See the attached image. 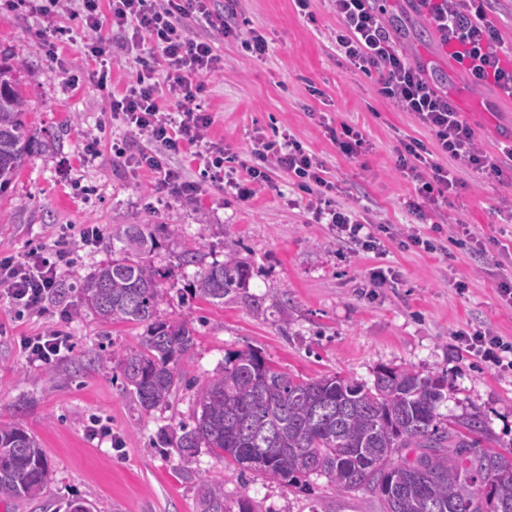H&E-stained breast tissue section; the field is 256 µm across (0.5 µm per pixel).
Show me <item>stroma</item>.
Wrapping results in <instances>:
<instances>
[{"label":"stroma","mask_w":512,"mask_h":512,"mask_svg":"<svg viewBox=\"0 0 512 512\" xmlns=\"http://www.w3.org/2000/svg\"><path fill=\"white\" fill-rule=\"evenodd\" d=\"M399 50L425 67L426 77L447 91L491 161L498 143L512 137V100L477 87L442 50L428 22L408 0H375ZM242 29L268 42L262 59L242 39L217 38L223 71L206 78L198 102L212 113L213 139L237 161L249 160L254 138L294 135L339 184L338 201L375 225L404 229L414 217L405 203L415 184L398 168L402 139L430 141L414 118L378 92L376 75L355 69L337 54L336 16L328 0H311L301 13L293 0H235ZM66 31L54 56L40 49L42 23L34 9H0V53L24 55L36 78L22 81L31 105L26 115L44 148L33 152L0 196V258L21 257L59 241L74 246L62 276V292L42 313H22L0 298V423L18 424L46 451L50 476L33 500L1 502L0 512H65L79 498L93 512H196L201 478L223 482L229 512L249 500L253 512H382L368 490L337 492L325 477L293 485L257 472L238 475L208 449L183 462L161 436H175L190 421L196 387L234 354L252 349L277 368L305 378L339 375L372 383L382 365L443 377L441 422L466 414L486 421L481 447L512 456V369H500L466 351L456 333L478 329L512 341V304L497 284L512 269V254L489 247L479 254L460 243L456 227L474 224L484 237L512 241V223L501 214L512 200V182L464 168L459 184L438 206L443 216L439 251L384 239L380 253H356L336 244L327 224L317 223L287 172L272 170L268 185L247 201L204 187L185 202L153 191L152 176L131 173L112 155V141L126 137L112 116L108 92L124 93L134 75L132 47L112 54V85L102 91L82 60L87 39L79 19L63 16ZM356 127L367 141L359 156L342 154L328 134L340 124ZM101 139L100 154L84 153L87 134ZM99 225L96 246L82 248L83 229ZM120 224H176V246L157 248L154 264L165 271L162 318L187 321L194 349L180 368L191 384L167 404L144 409L119 368L102 370L98 358L137 349L143 326L105 324L83 306L79 283L111 260L109 240ZM233 246L253 268L249 293L266 298L264 316L244 305L216 307L199 299L194 267H178L172 248H196L223 260ZM393 278L371 287L375 268ZM466 282L458 292L457 282ZM60 328L73 349L50 365L28 363L21 341Z\"/></svg>","instance_id":"obj_1"}]
</instances>
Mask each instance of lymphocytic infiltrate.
I'll use <instances>...</instances> for the list:
<instances>
[{
  "label": "lymphocytic infiltrate",
  "instance_id": "obj_1",
  "mask_svg": "<svg viewBox=\"0 0 512 512\" xmlns=\"http://www.w3.org/2000/svg\"><path fill=\"white\" fill-rule=\"evenodd\" d=\"M212 0H40L37 10L47 22L45 38L58 29L57 16L74 13L81 17L91 41L86 64L105 56L113 35L129 38L142 53L139 70L126 93L110 103L114 115L126 128L145 137L146 146L129 150L114 145L116 157L131 171L154 174L157 192L168 197L192 201L204 184L247 200L268 180L267 167L291 174L299 190L308 194V208L317 223H328L337 241L350 243L364 252L379 251L382 243L368 222L352 210L340 207L334 194L336 183L328 180L325 169L293 135L281 141L254 138L251 159L240 170H228L222 143L212 141L208 130L213 123L196 99L204 90L205 77L222 70L224 62L214 51L210 37L191 34L193 21L205 20L222 36L234 30L222 15L214 13ZM336 15V49L364 73L379 76L381 94L394 100L403 111L412 113L431 136V143L417 138L403 140L399 165L417 183V196L407 209L420 223L439 230L426 203L453 192L458 184L456 172L466 166L477 172L503 176V168L490 161L477 146L474 130L465 122L447 92L439 90L425 76L421 65L412 63L392 44L390 32L374 11L370 0H330ZM438 36L442 47L470 76L473 84L494 86L501 95L512 97V59L502 51L499 30L486 20L485 0H416ZM159 55L166 72L175 109L163 111L157 96L154 68L148 62ZM180 155L196 162L204 180L187 179L173 168L171 160ZM67 250H32L24 257L0 259V292L24 311L42 312L45 301L60 282V267L68 261ZM29 362L48 364L71 351L72 341L62 331L52 329L23 341Z\"/></svg>",
  "mask_w": 512,
  "mask_h": 512
}]
</instances>
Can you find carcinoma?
I'll return each mask as SVG.
<instances>
[{
    "label": "carcinoma",
    "instance_id": "obj_1",
    "mask_svg": "<svg viewBox=\"0 0 512 512\" xmlns=\"http://www.w3.org/2000/svg\"><path fill=\"white\" fill-rule=\"evenodd\" d=\"M34 77L20 55L0 59V193L19 174L37 141L25 122L18 85ZM180 236L176 224H125L112 234L116 258L79 288L82 304L104 323L145 326L139 347L119 362L123 381L149 410L186 383L180 361L194 348L186 321L160 319L164 272L149 254ZM224 261L186 249L179 265L195 266V294L213 305L241 303L264 313V297L247 292L251 264L229 246ZM445 380L412 369L377 368L372 385L336 375L304 378L281 371L254 350L229 359L198 389L192 422L172 447L181 456L207 448L267 479L292 484L327 477L339 492L368 489L383 512H512V456L479 448L485 421L469 414L440 427L436 405ZM50 474L39 440L18 425H0V500H32ZM196 512H229L224 484L200 479Z\"/></svg>",
    "mask_w": 512,
    "mask_h": 512
}]
</instances>
